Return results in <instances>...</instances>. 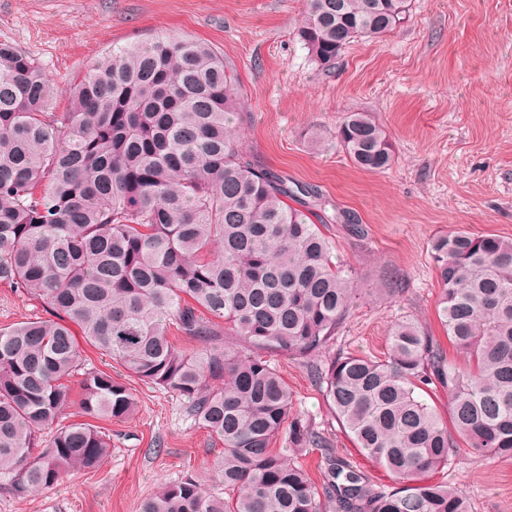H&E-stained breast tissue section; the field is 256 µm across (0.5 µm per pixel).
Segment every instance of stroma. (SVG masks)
I'll return each instance as SVG.
<instances>
[{
    "instance_id": "1",
    "label": "stroma",
    "mask_w": 512,
    "mask_h": 512,
    "mask_svg": "<svg viewBox=\"0 0 512 512\" xmlns=\"http://www.w3.org/2000/svg\"><path fill=\"white\" fill-rule=\"evenodd\" d=\"M398 29L351 43L330 69L297 36L304 0H0V43L34 59L67 111V89L112 49L158 36L191 38L220 55L241 89L238 127L255 167L310 188L323 234L351 269L356 299L314 360L384 356L389 333L412 321L444 339L432 238L460 229L512 237V0H408ZM370 113L395 150L389 169L355 168L334 131ZM319 129L320 140L309 137ZM294 411L337 456L378 486L387 473L362 455L312 366L277 357ZM128 420L102 419L112 451L26 498L0 490V512H139L167 482L212 476L221 441L195 424L183 400L132 380ZM434 481L461 489L472 512H512V459L460 455Z\"/></svg>"
}]
</instances>
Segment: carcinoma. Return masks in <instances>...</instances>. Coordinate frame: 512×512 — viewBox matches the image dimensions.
Instances as JSON below:
<instances>
[{"label": "carcinoma", "mask_w": 512, "mask_h": 512, "mask_svg": "<svg viewBox=\"0 0 512 512\" xmlns=\"http://www.w3.org/2000/svg\"><path fill=\"white\" fill-rule=\"evenodd\" d=\"M406 12L407 0H306L297 35L330 67ZM70 95L69 111H50L41 66L0 43V284L51 315L0 328V489L24 498L99 468L110 438L59 423L73 406L90 419L132 416L128 376L182 399L224 443L212 484L186 475L140 512H471L461 490L430 475L463 444L512 458V238L458 230L431 241L438 318L465 367L411 321L392 329L383 359L312 367L355 446L392 476L376 488L293 415L263 355L322 353L355 292L324 218L288 205V187L232 135L238 84L224 59L162 36L94 62ZM336 139L365 171L394 161L367 112L349 113ZM173 326L204 349L175 347ZM75 327L126 375L84 368ZM77 373L75 399L66 382ZM433 386L448 392L445 416L425 398ZM286 444L324 449L321 483Z\"/></svg>", "instance_id": "carcinoma-1"}]
</instances>
